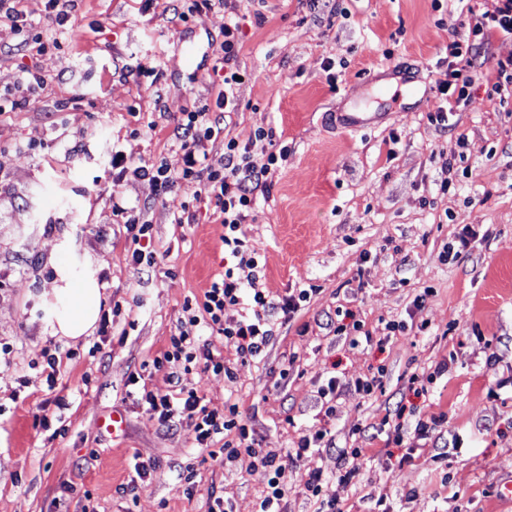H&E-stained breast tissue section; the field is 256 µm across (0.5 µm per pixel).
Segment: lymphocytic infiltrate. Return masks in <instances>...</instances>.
Wrapping results in <instances>:
<instances>
[{
    "instance_id": "obj_1",
    "label": "lymphocytic infiltrate",
    "mask_w": 512,
    "mask_h": 512,
    "mask_svg": "<svg viewBox=\"0 0 512 512\" xmlns=\"http://www.w3.org/2000/svg\"><path fill=\"white\" fill-rule=\"evenodd\" d=\"M73 2L44 0V8L58 29L54 35L36 30L28 20L23 0H0V21L11 23L25 51L42 55L61 47L58 33L67 26ZM237 34V25L225 24L224 39L216 49L213 65L224 88L216 97L214 109L183 113L180 119L182 142L175 156L136 164L128 161L122 152L112 155V167L119 177L148 180L158 197H166L182 183L200 185L224 228L221 240L226 264L223 272L211 281L201 304L185 303L183 316L169 338L167 350L152 362L155 370H166L167 389L141 387L135 375L131 376L130 383L136 388L137 403L146 413L167 427L183 424L192 427L198 447H209L215 436H223L224 451L218 458L219 463L231 465L246 457L251 466L264 469L267 487L257 512H284L283 504L290 490L287 464H299L309 453L321 449H335L339 460L335 477H327L317 468L308 470L302 491L316 499L319 512H343L342 502L326 496L325 487L332 479L343 486L353 482L356 473L349 468L348 460L359 456V449L337 447L330 431L320 428L303 436L296 447L288 449L286 461H279L276 453L263 450L236 405L225 406L220 414L208 410L203 396L196 388L185 384L183 378L184 372L190 371L192 363L197 361L202 362L204 370L233 378L232 368L212 347L210 339L214 336L234 346L241 362L260 361L275 336V320L292 319L311 295L310 289L295 288L279 301H272L262 283L261 258L250 248L243 229L258 195L270 192L275 175L287 165V146L277 143L272 128L260 126L247 143L223 139L221 166L208 164L198 152L201 141L222 139L221 123L212 118V111L223 112L235 106L232 92L240 74L236 66ZM496 34L512 39V0H496L493 10L485 12L482 21L477 23L472 22L468 12H461L459 28L448 41V76L437 83L441 103L432 116L434 122L447 123L450 111L470 103V87L475 79L493 77L492 89L497 93L512 85V55L497 59L488 68L477 60V47ZM258 152L265 157L260 164L254 160ZM112 213L123 219L128 236L137 244L132 253L134 263L154 266L157 262L154 251L139 246L141 240L151 237V224L141 220L136 207L121 200L113 202ZM229 305L244 309L241 318L232 324L224 321V309Z\"/></svg>"
}]
</instances>
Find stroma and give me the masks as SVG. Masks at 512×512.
Instances as JSON below:
<instances>
[{
  "mask_svg": "<svg viewBox=\"0 0 512 512\" xmlns=\"http://www.w3.org/2000/svg\"><path fill=\"white\" fill-rule=\"evenodd\" d=\"M180 11L179 0H77L62 50L41 56L0 23V93L16 88L25 66L47 78L29 104L0 114V342L13 349L0 362V512H207L213 491L234 512L257 510L263 470L217 465L196 449L191 427L160 425L128 394L130 375L166 350L185 301L223 270V227L197 184L162 201L148 180L118 178L110 163L116 150L136 161L175 155L182 112L214 104L220 87L211 64L191 65L178 40L215 45L230 20L245 79L224 140L199 150L217 167L225 139L247 143L260 125L281 135L288 164L244 229L272 296L315 292L277 325L261 362L241 363L223 344L234 379L196 366L187 385L215 412L237 404L265 449L283 453L321 427L337 447L360 449L349 461L354 482L327 487L351 512H374L379 500L388 512H512L498 496L512 480V390L497 387L512 379V105L479 79L468 107L447 124L430 121L456 0L438 10L432 0H320L314 9L307 0H231L186 21ZM141 66L159 79L138 75ZM357 107L375 113L371 127L338 125L337 114ZM116 198L151 222L154 267L132 262ZM184 209L193 223H173ZM465 228L464 257L443 261ZM62 259L76 273L95 270L108 303H120L110 336L54 335L50 290ZM340 307L372 342L336 334ZM392 320L405 330L382 342ZM57 344L70 356L51 389L42 353ZM442 361L447 375L415 395L410 373ZM380 367L382 394L363 398L352 380ZM332 376L342 389L328 417L319 390ZM59 398L67 409L57 410ZM399 405L402 446L366 435ZM115 409L126 430L113 436L99 420ZM440 411L441 432L419 437L417 420ZM46 413L47 430L38 424ZM137 459L155 469L132 494ZM185 466L196 473L189 492L177 480ZM308 467L334 475V450L289 467L284 512H317L299 489Z\"/></svg>",
  "mask_w": 512,
  "mask_h": 512,
  "instance_id": "stroma-1",
  "label": "stroma"
}]
</instances>
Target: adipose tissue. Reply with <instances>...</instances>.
<instances>
[{
    "instance_id": "1",
    "label": "adipose tissue",
    "mask_w": 512,
    "mask_h": 512,
    "mask_svg": "<svg viewBox=\"0 0 512 512\" xmlns=\"http://www.w3.org/2000/svg\"><path fill=\"white\" fill-rule=\"evenodd\" d=\"M52 293L63 303L54 334L73 340L90 335L101 314L104 295L95 274L75 276L70 263L55 267Z\"/></svg>"
}]
</instances>
